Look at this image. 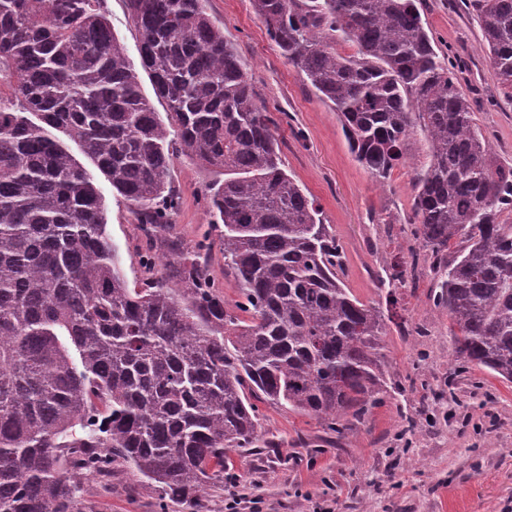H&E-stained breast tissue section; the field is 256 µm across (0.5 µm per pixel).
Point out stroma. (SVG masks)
<instances>
[{"instance_id": "1", "label": "stroma", "mask_w": 512, "mask_h": 512, "mask_svg": "<svg viewBox=\"0 0 512 512\" xmlns=\"http://www.w3.org/2000/svg\"><path fill=\"white\" fill-rule=\"evenodd\" d=\"M420 5L439 53L462 63L459 80L492 162L512 167V99L481 49L473 7ZM209 12L277 122L285 171L316 199L342 246L345 287L384 314L387 391L365 424L339 434L260 404L266 445L234 454L237 482H215L199 502H176L169 512H224L232 493L261 499L264 512H512V383L457 358L448 312L435 303L434 260L411 233L414 181L428 163L423 136L408 139L404 165L378 184L352 155L336 112L270 39L252 0H209ZM86 169L104 197L127 284L142 287L148 244L140 226L106 176L94 164ZM209 179L181 156L170 168L180 198L172 231L186 243L219 234L201 199ZM397 264L403 283L380 288ZM158 496L116 462L109 476L83 481L74 512H159Z\"/></svg>"}]
</instances>
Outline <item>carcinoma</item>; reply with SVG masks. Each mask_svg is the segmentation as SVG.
<instances>
[{"mask_svg": "<svg viewBox=\"0 0 512 512\" xmlns=\"http://www.w3.org/2000/svg\"><path fill=\"white\" fill-rule=\"evenodd\" d=\"M142 94L103 0H0V512H73L81 476L121 460L166 501L234 480L260 447L257 402L339 433L381 402L384 314L338 276L343 251L281 168L276 126L208 0H127ZM282 56L330 103L383 183L420 130L415 235L436 259L457 357L512 382V168L494 166L453 58L417 0H253ZM512 99V0H470ZM356 48L339 52V42ZM79 147L171 269L127 285ZM178 153L205 187L235 308L213 287L212 241L169 234ZM460 243L449 262L442 256ZM246 314L247 318L240 317Z\"/></svg>", "mask_w": 512, "mask_h": 512, "instance_id": "cac0c4a2", "label": "carcinoma"}]
</instances>
